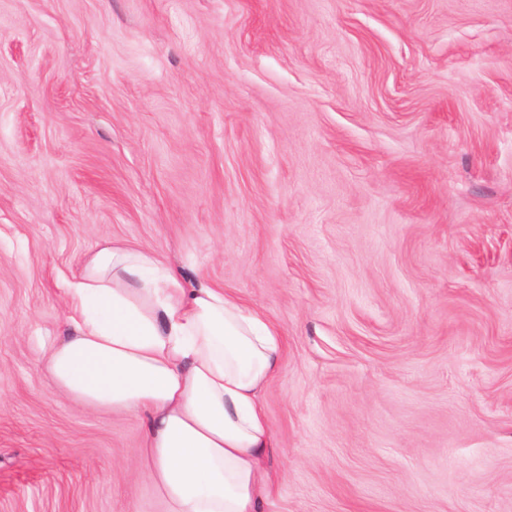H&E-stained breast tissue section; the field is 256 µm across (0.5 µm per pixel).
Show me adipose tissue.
Listing matches in <instances>:
<instances>
[{"mask_svg":"<svg viewBox=\"0 0 512 512\" xmlns=\"http://www.w3.org/2000/svg\"><path fill=\"white\" fill-rule=\"evenodd\" d=\"M64 296L68 332L42 359L55 389L146 418L144 466L169 512H261L276 490L262 400L276 327L123 242L88 252Z\"/></svg>","mask_w":512,"mask_h":512,"instance_id":"1","label":"adipose tissue"}]
</instances>
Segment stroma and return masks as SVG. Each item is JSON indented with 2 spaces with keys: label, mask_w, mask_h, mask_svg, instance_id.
<instances>
[{
  "label": "stroma",
  "mask_w": 512,
  "mask_h": 512,
  "mask_svg": "<svg viewBox=\"0 0 512 512\" xmlns=\"http://www.w3.org/2000/svg\"><path fill=\"white\" fill-rule=\"evenodd\" d=\"M112 240L280 329L263 512H512V0H0V512H168L42 367Z\"/></svg>",
  "instance_id": "35a3bbf8"
}]
</instances>
